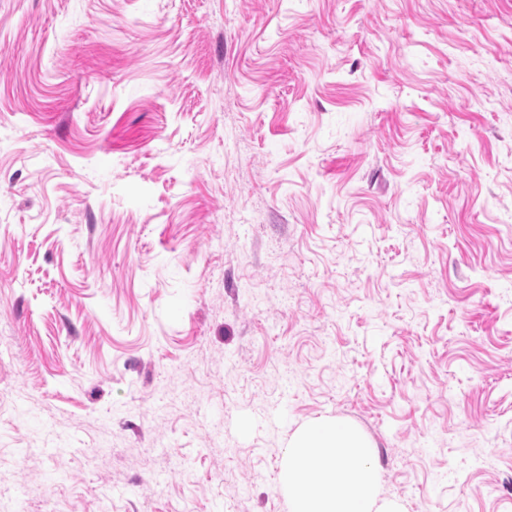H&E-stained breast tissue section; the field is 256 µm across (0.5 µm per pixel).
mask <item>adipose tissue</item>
I'll return each instance as SVG.
<instances>
[{"instance_id":"adipose-tissue-1","label":"adipose tissue","mask_w":512,"mask_h":512,"mask_svg":"<svg viewBox=\"0 0 512 512\" xmlns=\"http://www.w3.org/2000/svg\"><path fill=\"white\" fill-rule=\"evenodd\" d=\"M285 453L280 482L294 512H392L378 502L373 446L358 429L316 423L289 441Z\"/></svg>"}]
</instances>
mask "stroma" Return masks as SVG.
I'll return each mask as SVG.
<instances>
[{
	"instance_id": "1",
	"label": "stroma",
	"mask_w": 512,
	"mask_h": 512,
	"mask_svg": "<svg viewBox=\"0 0 512 512\" xmlns=\"http://www.w3.org/2000/svg\"><path fill=\"white\" fill-rule=\"evenodd\" d=\"M512 512V0H0V512ZM280 483L293 512H392L378 503L373 446L356 428L322 422L303 429L285 449Z\"/></svg>"
}]
</instances>
